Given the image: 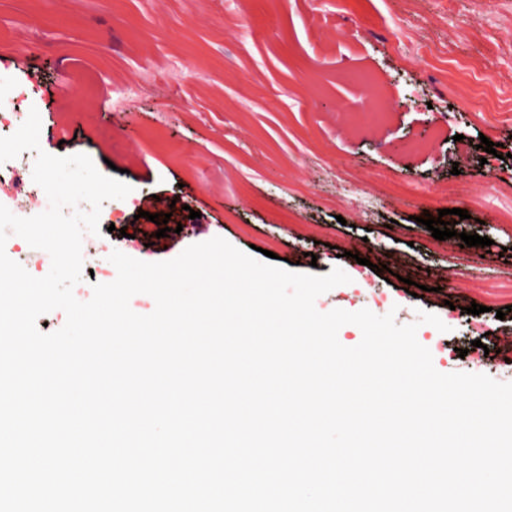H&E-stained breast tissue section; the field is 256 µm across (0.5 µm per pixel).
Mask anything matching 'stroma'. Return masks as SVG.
I'll return each mask as SVG.
<instances>
[{"instance_id":"stroma-1","label":"stroma","mask_w":512,"mask_h":512,"mask_svg":"<svg viewBox=\"0 0 512 512\" xmlns=\"http://www.w3.org/2000/svg\"><path fill=\"white\" fill-rule=\"evenodd\" d=\"M21 89L42 151L131 188L83 239L78 300L115 279L113 250L157 262L219 236L285 270L342 268L319 311L436 314L447 332L417 339L438 371L512 382L496 352L512 311L495 314L512 300V0H0V93ZM35 160L0 164L15 185L0 204L21 217ZM453 208L469 213L455 237L419 222ZM463 295L484 313L451 309Z\"/></svg>"}]
</instances>
